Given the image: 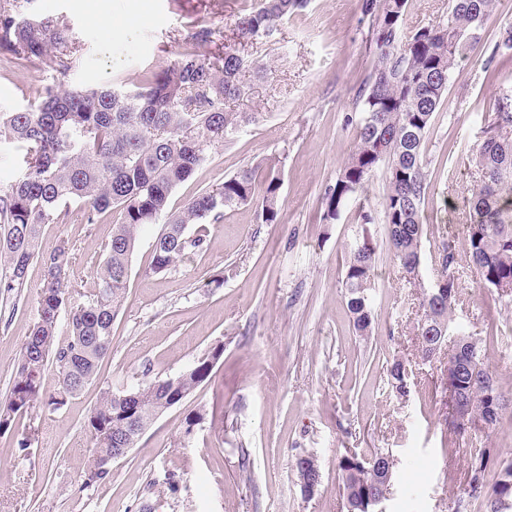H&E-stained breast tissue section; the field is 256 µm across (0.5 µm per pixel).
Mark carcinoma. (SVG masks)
<instances>
[{"instance_id": "1", "label": "carcinoma", "mask_w": 512, "mask_h": 512, "mask_svg": "<svg viewBox=\"0 0 512 512\" xmlns=\"http://www.w3.org/2000/svg\"><path fill=\"white\" fill-rule=\"evenodd\" d=\"M27 2L31 0L0 3V49L16 65L49 57L66 75L72 45L68 23L60 18L27 21ZM494 5L495 0H448L446 18L407 35L402 24L409 0H361L362 15L372 19L373 64L356 92L362 117L354 148L322 197V220L334 221L352 206L358 223L373 224L376 210L365 203L364 193L369 179L384 169L381 206L388 246L402 279L423 289V315L414 326L422 360L440 355V337H456L448 371L468 411V419L448 423L456 443L469 433L470 422L477 419L492 427L512 405V397H506L490 372L480 342L455 321L464 295L457 274L463 261L478 287L502 306L512 304V88L495 93L494 112L481 128V142L472 157L476 177L468 199L465 249L444 235L435 240L432 285L423 282L420 272L423 208L432 190L424 172V144L458 63L478 54ZM306 6L307 0H260L237 19L239 43L273 33ZM214 35L206 27L195 30L179 58L147 74L138 92L118 95L109 88L67 89L60 83L45 89L29 110L0 112V138L25 149L21 175L0 189V295L17 299L26 288L32 261L42 269L36 319L21 346L6 400L0 403V434L12 427L16 416L40 406L59 409L92 382L99 362L112 348V324L124 304L131 256L145 226L167 216L149 267L152 274H166L188 251L204 244L203 236L187 235L189 225L217 220L224 209L253 201L258 168L246 167L200 191L180 212L167 215L173 190L244 121L242 113L225 111V101L246 93V73L258 78L267 74L261 66L249 70L237 48L226 46L212 57L199 54V46L212 43ZM511 55L512 23L500 30L483 62L487 77L494 78L497 57ZM262 183L256 218L263 224L279 223L281 177L274 165L265 168ZM73 202L89 206L84 213L88 224L112 210L119 212L120 223L113 225L112 237L102 247L96 288L80 294L82 302L70 309L66 338L60 341V316L71 296L74 247L62 238L51 249H41L39 228L64 221L69 215L66 207ZM375 264V248L355 243L343 288L360 336L371 332ZM222 353L223 346L217 344L176 377L104 388L85 422L91 455L81 488L93 489L108 479L117 449L134 448L167 409L210 380ZM50 363L56 368L51 381L46 375ZM409 371L411 364L403 359L387 366V385L395 396L409 395ZM123 389L133 398L117 400ZM493 455L494 449L482 448L470 457L466 485L478 482L490 491L468 497L483 499L486 512H509L512 463L489 483L486 471ZM389 457L387 448L368 453L349 449L340 456L345 512H375L374 501L386 490L383 465ZM295 468L313 480L304 493V498H312L319 486L315 479L321 477L313 454L298 457Z\"/></svg>"}]
</instances>
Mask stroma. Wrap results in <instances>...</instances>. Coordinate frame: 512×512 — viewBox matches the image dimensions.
<instances>
[{
    "instance_id": "stroma-1",
    "label": "stroma",
    "mask_w": 512,
    "mask_h": 512,
    "mask_svg": "<svg viewBox=\"0 0 512 512\" xmlns=\"http://www.w3.org/2000/svg\"><path fill=\"white\" fill-rule=\"evenodd\" d=\"M256 2L31 0L29 12L68 22L71 67L62 76L42 59L18 66L0 50V110L26 109L60 79L71 89L136 91L147 72L178 59L195 28H211L219 43L234 45L238 17ZM370 24L360 0H309L273 35L249 41L248 63L266 65L267 75L252 79L248 93L226 109L254 119L172 192L169 208L180 210L244 167L273 162L282 179L281 223H258L251 204L225 209L208 225L203 250L165 275L149 271L158 225L142 232L112 348L95 380L64 407L17 417L0 434V512H342L338 461L348 448L392 450L387 512H485L464 494L469 457L450 440L437 365L420 359L411 330L422 313L420 291L401 280L384 225L360 224L351 210L321 221V194L351 152L361 118L353 95L373 63ZM500 86H512L510 58L499 61L491 81L481 59L461 63L448 85L425 144V172L436 187L424 204L431 233L466 221L469 160ZM118 221L112 211L85 223L75 203L65 222L42 226L40 242L49 249L69 239L76 288L86 292ZM365 238L377 249L375 313L370 336L361 337L342 281L351 247ZM460 275L465 300L456 318L481 339L498 386L512 393V306L478 288L468 267ZM27 280L8 329L0 328V401L35 320L39 264L30 265ZM219 341L224 352L211 379L113 462L106 484L81 489L90 456L84 422L101 389L178 375ZM398 357L412 360L414 371L401 401L383 383ZM194 415L198 424L188 426ZM27 434L33 440L23 453L18 441ZM472 441L495 449L491 469L512 462V409ZM304 452L315 455L321 473L310 499L294 469ZM167 471L179 478L177 492L156 483Z\"/></svg>"
}]
</instances>
